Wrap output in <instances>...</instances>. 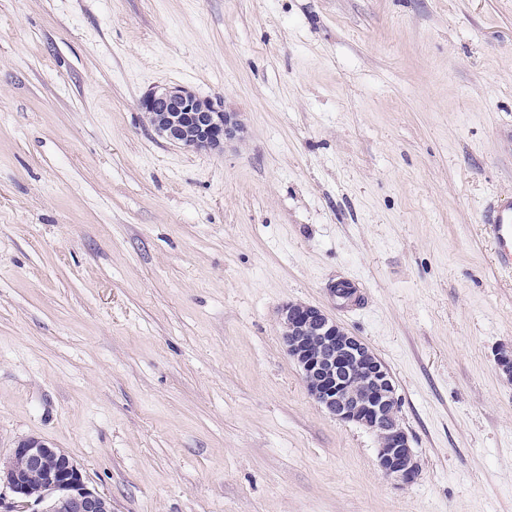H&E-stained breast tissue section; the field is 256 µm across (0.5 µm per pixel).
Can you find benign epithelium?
<instances>
[{
  "mask_svg": "<svg viewBox=\"0 0 512 512\" xmlns=\"http://www.w3.org/2000/svg\"><path fill=\"white\" fill-rule=\"evenodd\" d=\"M154 133L165 142L222 151L244 140L238 113L220 99L181 85H157L140 99ZM282 340L300 368L312 399L336 419L357 424L378 443L377 465L399 486L420 476V462L399 415V398L386 364L323 309L290 302L280 311ZM0 512H112V499L89 487L81 468L37 437L23 439L0 464Z\"/></svg>",
  "mask_w": 512,
  "mask_h": 512,
  "instance_id": "benign-epithelium-1",
  "label": "benign epithelium"
}]
</instances>
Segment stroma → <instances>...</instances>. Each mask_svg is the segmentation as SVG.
I'll return each mask as SVG.
<instances>
[{
	"instance_id": "stroma-1",
	"label": "stroma",
	"mask_w": 512,
	"mask_h": 512,
	"mask_svg": "<svg viewBox=\"0 0 512 512\" xmlns=\"http://www.w3.org/2000/svg\"><path fill=\"white\" fill-rule=\"evenodd\" d=\"M161 84L244 142L157 137ZM505 196L512 0H0V456L114 512H512ZM291 301L387 365L415 483L309 396ZM154 133L165 142L200 151H222L226 143L242 142L245 126L221 99L201 98L181 85H157L140 99ZM485 230L495 244L494 262L503 271H512V201L497 200L488 208Z\"/></svg>"
}]
</instances>
